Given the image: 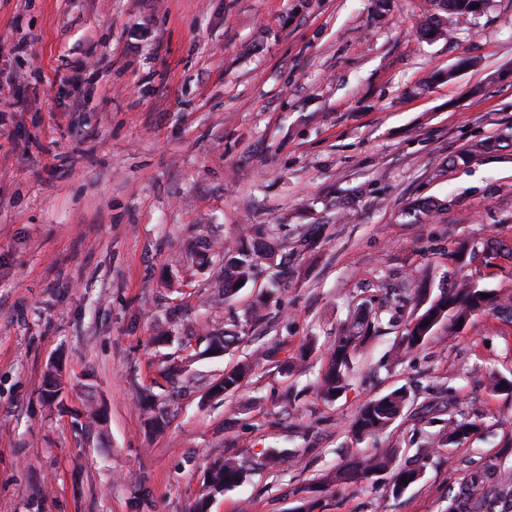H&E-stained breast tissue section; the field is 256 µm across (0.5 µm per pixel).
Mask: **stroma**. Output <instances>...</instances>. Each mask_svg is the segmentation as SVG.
Here are the masks:
<instances>
[{"mask_svg":"<svg viewBox=\"0 0 512 512\" xmlns=\"http://www.w3.org/2000/svg\"><path fill=\"white\" fill-rule=\"evenodd\" d=\"M429 13L0 0V512H195L228 457L246 476L207 512H448L473 470L512 471V392L484 384L512 379L511 321L443 323L392 355L413 320L405 288L432 298L466 275L512 291V260L490 249L512 245V0L445 40L421 35ZM268 229L274 264L223 296L220 245ZM460 242L470 254L449 260ZM364 306L378 330L324 401L325 352ZM231 324L247 343L205 355ZM246 359L245 386L207 397ZM398 388L397 421L352 440L357 407ZM477 415V435L440 443ZM272 448L287 459L269 465ZM377 448L421 480L399 495L388 470L324 482Z\"/></svg>","mask_w":512,"mask_h":512,"instance_id":"obj_1","label":"stroma"}]
</instances>
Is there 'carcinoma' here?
<instances>
[{
  "label": "carcinoma",
  "mask_w": 512,
  "mask_h": 512,
  "mask_svg": "<svg viewBox=\"0 0 512 512\" xmlns=\"http://www.w3.org/2000/svg\"><path fill=\"white\" fill-rule=\"evenodd\" d=\"M430 2L435 6V12L429 15V32L440 39L448 38L449 34L448 28L444 27V18L452 16L455 22L463 23L474 16L473 0ZM268 252L270 248L262 241L252 244L240 242L224 247V295H231L255 280L257 259ZM481 311L512 322V294L480 288L469 280L456 283L450 291L441 293L425 307H417L414 322L405 328L399 338L396 356L424 345L443 320H448V327L455 328L461 322H470ZM372 329L374 324L371 322L356 321L335 337L326 352L324 367L317 381V390L323 399L332 401L349 386L355 353L361 343L368 339ZM243 339L242 330L230 328L224 329V334L220 336L211 337L213 343L224 346L226 351L237 347ZM248 372V366L240 365L225 373L224 393L239 388ZM409 401L410 395L405 390L394 389L363 402L351 422L353 436L360 439L387 429ZM480 428L481 421L477 419L460 421L448 429L446 440L450 445L460 446ZM395 458L394 448H378L372 453L356 455L336 470L332 480L338 484L363 481L392 467ZM243 476V466L227 458L224 463L212 467V491H226L239 483ZM419 479L420 469L398 467L393 475V491L401 494ZM454 497L457 498V512H512V482L506 476L495 477V472L489 468L474 473L471 485L461 487Z\"/></svg>",
  "instance_id": "carcinoma-1"
}]
</instances>
